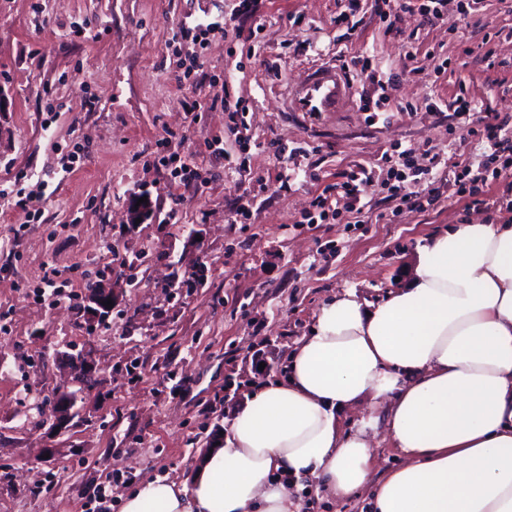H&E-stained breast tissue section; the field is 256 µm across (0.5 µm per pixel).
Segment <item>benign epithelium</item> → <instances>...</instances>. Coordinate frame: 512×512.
Instances as JSON below:
<instances>
[{"label":"benign epithelium","instance_id":"benign-epithelium-1","mask_svg":"<svg viewBox=\"0 0 512 512\" xmlns=\"http://www.w3.org/2000/svg\"><path fill=\"white\" fill-rule=\"evenodd\" d=\"M111 298L112 286L103 284L85 295L84 307L92 314L94 309L102 307L103 302ZM65 362L69 369L71 388L59 392L44 413V423L58 435L67 433L74 424L84 419L81 402L96 383V365L89 351L74 355L67 353Z\"/></svg>","mask_w":512,"mask_h":512}]
</instances>
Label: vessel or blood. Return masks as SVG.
Wrapping results in <instances>:
<instances>
[{"label":"vessel or blood","instance_id":"vessel-or-blood-1","mask_svg":"<svg viewBox=\"0 0 512 512\" xmlns=\"http://www.w3.org/2000/svg\"><path fill=\"white\" fill-rule=\"evenodd\" d=\"M354 82L336 61H328L304 72L291 85L285 102L287 111L301 113L309 123L322 122L334 112L354 107Z\"/></svg>","mask_w":512,"mask_h":512}]
</instances>
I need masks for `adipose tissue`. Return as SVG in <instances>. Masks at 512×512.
<instances>
[{
  "label": "adipose tissue",
  "mask_w": 512,
  "mask_h": 512,
  "mask_svg": "<svg viewBox=\"0 0 512 512\" xmlns=\"http://www.w3.org/2000/svg\"><path fill=\"white\" fill-rule=\"evenodd\" d=\"M380 436L398 466L376 461ZM306 483L368 492L369 512H512V221L430 237L381 303L351 288L324 302L286 377L247 395L192 472L149 480L121 512H301Z\"/></svg>",
  "instance_id": "ef3b65f1"
}]
</instances>
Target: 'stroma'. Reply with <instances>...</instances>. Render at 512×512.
Listing matches in <instances>:
<instances>
[{
  "mask_svg": "<svg viewBox=\"0 0 512 512\" xmlns=\"http://www.w3.org/2000/svg\"><path fill=\"white\" fill-rule=\"evenodd\" d=\"M237 3L0 0V512H120L146 480L188 473L251 386L284 375L325 301L347 288L380 301L426 237L512 217V177L493 178L503 160L488 142L512 129V0H481L453 28L416 13L389 28L364 0L351 32L338 0H258L223 31ZM189 19L213 29L169 46ZM361 47L396 76L391 112L309 125L282 111L318 57ZM225 81L249 102L244 149L223 105L196 122L188 111ZM459 93L484 111L448 109ZM167 136L198 185L175 186L157 146ZM392 150L447 159L439 197L420 182L423 208L397 214L379 176L362 185V210L315 219L327 184ZM465 167L483 178L480 204L455 195ZM289 168L298 178L284 179ZM17 185L51 188L38 217L16 207ZM139 195L153 215L136 224ZM101 276L116 300L91 320L82 299ZM82 348L98 369L89 418L54 437L35 405L66 385L61 353Z\"/></svg>",
  "mask_w": 512,
  "mask_h": 512,
  "instance_id": "35a3bbf8",
  "label": "stroma"
}]
</instances>
